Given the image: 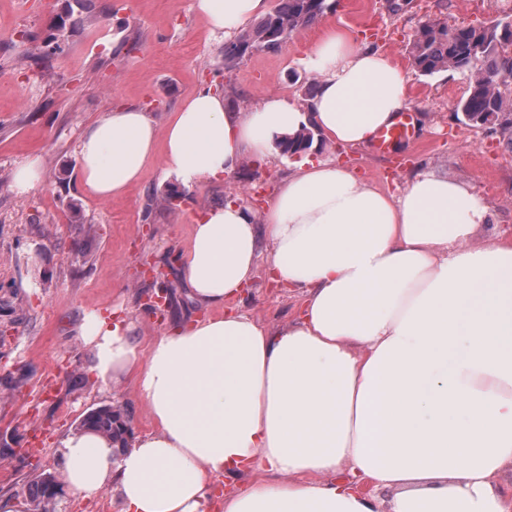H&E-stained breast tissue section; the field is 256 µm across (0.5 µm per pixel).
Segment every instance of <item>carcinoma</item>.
I'll return each instance as SVG.
<instances>
[{"mask_svg": "<svg viewBox=\"0 0 512 512\" xmlns=\"http://www.w3.org/2000/svg\"><path fill=\"white\" fill-rule=\"evenodd\" d=\"M332 8L328 0H279L272 14L224 42V68L231 69L254 48H281L291 32L313 24ZM509 46H512V13L506 12L479 27L450 26L440 19H429L419 27L410 54L417 70L425 76L452 70L466 77L468 93L458 102L457 112L462 114L466 125L483 126L501 112L512 113L500 87L495 85L500 79L506 91L512 93ZM313 139V133L304 128L283 139L279 148L284 154L303 153L311 147ZM79 427L114 441L129 430V418L119 409L101 406L87 415ZM54 479L52 473H41L28 483L33 512H57V503L51 501L48 493V484Z\"/></svg>", "mask_w": 512, "mask_h": 512, "instance_id": "1", "label": "carcinoma"}]
</instances>
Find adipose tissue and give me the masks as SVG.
Masks as SVG:
<instances>
[{
  "label": "adipose tissue",
  "mask_w": 512,
  "mask_h": 512,
  "mask_svg": "<svg viewBox=\"0 0 512 512\" xmlns=\"http://www.w3.org/2000/svg\"><path fill=\"white\" fill-rule=\"evenodd\" d=\"M210 32L233 38L268 0H195ZM306 65L301 108L270 95L248 113L204 87L164 128L119 106L83 132L84 187L119 197L154 156L186 189L273 155L305 127L345 148L370 145L406 105L407 72L381 49L327 27ZM490 206L468 183L411 175L399 194L331 159H307L260 214L229 201L192 226L178 267L206 320L143 341L132 323L89 314L90 371L131 379L155 429L60 443L67 487L105 488L117 512H209L212 475L271 474L225 497L223 512H512V241L474 245ZM302 297L268 329L228 312L259 257ZM389 500L336 481L341 469Z\"/></svg>",
  "instance_id": "1"
}]
</instances>
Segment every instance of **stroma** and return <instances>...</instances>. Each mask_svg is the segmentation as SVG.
I'll return each instance as SVG.
<instances>
[{"label": "stroma", "instance_id": "1", "mask_svg": "<svg viewBox=\"0 0 512 512\" xmlns=\"http://www.w3.org/2000/svg\"><path fill=\"white\" fill-rule=\"evenodd\" d=\"M74 0H0V497L22 496L30 479L60 474L61 439L90 410L124 411L133 432L154 424L131 383L103 386L91 375V354L80 336L85 317L120 309L143 341L175 325L206 318L178 279L180 255L203 213L233 200L251 211L275 197L292 172L293 157L247 160L222 180H205L178 205L160 200L176 191L153 160L142 180L121 198L86 192L78 176L82 131L115 106H133L164 124L203 87L224 84L239 112L269 94L305 105L316 77L304 60L324 24L352 31L407 68V106L416 113L413 140L399 147L393 167L364 149L314 140L312 158H333L370 183L395 193L416 172H435L475 186L490 205L476 244L512 237V150L499 134L456 117L468 88L454 71L421 75L410 47L423 21L484 25L498 15L495 0H336L321 23L294 30L281 49L251 50L225 69L224 37L211 34L194 0H91L69 12ZM65 18L54 33L56 18ZM59 50H48L50 35ZM30 156L42 161V180L20 193L13 172ZM43 224L46 234L36 233ZM268 328L298 317L301 298L273 282L258 266L239 304ZM80 384H70L71 375ZM42 449L28 453L32 435Z\"/></svg>", "mask_w": 512, "mask_h": 512}]
</instances>
